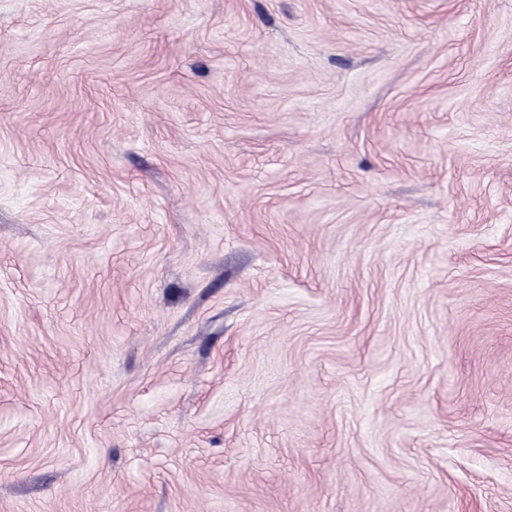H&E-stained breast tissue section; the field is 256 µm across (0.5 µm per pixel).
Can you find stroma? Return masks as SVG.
I'll list each match as a JSON object with an SVG mask.
<instances>
[{"label":"stroma","instance_id":"35a3bbf8","mask_svg":"<svg viewBox=\"0 0 512 512\" xmlns=\"http://www.w3.org/2000/svg\"><path fill=\"white\" fill-rule=\"evenodd\" d=\"M0 512H512V0H0Z\"/></svg>","mask_w":512,"mask_h":512}]
</instances>
